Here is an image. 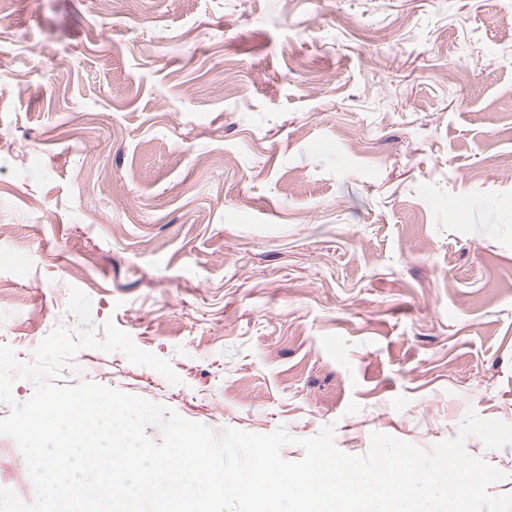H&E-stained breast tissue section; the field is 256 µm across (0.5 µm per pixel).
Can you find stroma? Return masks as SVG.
I'll use <instances>...</instances> for the list:
<instances>
[{"label":"stroma","mask_w":512,"mask_h":512,"mask_svg":"<svg viewBox=\"0 0 512 512\" xmlns=\"http://www.w3.org/2000/svg\"><path fill=\"white\" fill-rule=\"evenodd\" d=\"M512 0H13L0 344L70 287L169 360L76 372L215 434L512 423Z\"/></svg>","instance_id":"obj_1"}]
</instances>
